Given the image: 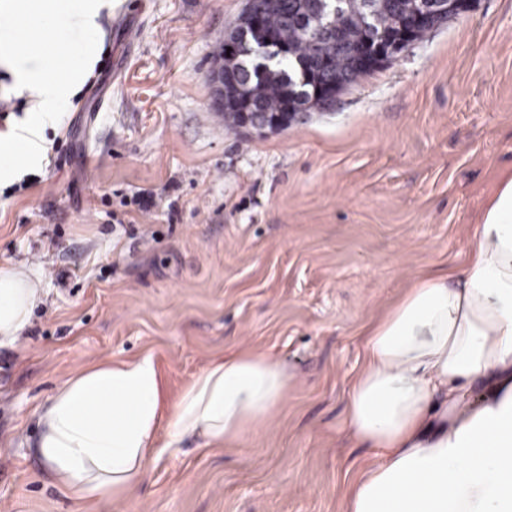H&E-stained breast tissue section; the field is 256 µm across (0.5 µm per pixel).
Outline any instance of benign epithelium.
<instances>
[{
  "mask_svg": "<svg viewBox=\"0 0 512 512\" xmlns=\"http://www.w3.org/2000/svg\"><path fill=\"white\" fill-rule=\"evenodd\" d=\"M343 2L345 0H318L312 9L300 16L302 28L299 32L317 39L333 51L352 56L368 72L380 68L392 54L404 51L439 24L468 13L472 5V0H415L412 9L400 21L397 32L387 37L369 33L361 41L354 42L336 36V22L327 21L330 5L337 6ZM281 5L280 0H248L247 20L224 32V42L231 48L230 59L237 66L236 74L244 82L235 112L229 114L237 128L264 133L303 123L308 118L309 106H331L347 85L346 80L334 76L321 63L312 68L301 64L299 77L290 76L284 80V111L272 113L260 109L250 93L254 82L245 60L257 56L269 62L274 60L275 53H285L286 47L262 24L266 12L279 9ZM208 78L212 85L211 107L222 111L227 108L223 60L214 62Z\"/></svg>",
  "mask_w": 512,
  "mask_h": 512,
  "instance_id": "7a95c632",
  "label": "benign epithelium"
}]
</instances>
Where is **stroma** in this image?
Listing matches in <instances>:
<instances>
[{"label":"stroma","instance_id":"obj_1","mask_svg":"<svg viewBox=\"0 0 512 512\" xmlns=\"http://www.w3.org/2000/svg\"><path fill=\"white\" fill-rule=\"evenodd\" d=\"M247 0H117L101 61L42 166L0 187V267L41 278L0 344V512H74L35 455L78 367L152 355L176 400L242 348L293 376L267 427L189 439L84 512H341L362 334L428 269L458 266L512 171V0H475L299 126L248 134L208 72ZM208 78L212 85L211 107L224 112V109H227V101L224 96V61L222 59L214 62Z\"/></svg>","mask_w":512,"mask_h":512}]
</instances>
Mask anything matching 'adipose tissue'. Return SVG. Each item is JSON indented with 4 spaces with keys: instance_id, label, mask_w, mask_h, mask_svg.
I'll list each match as a JSON object with an SVG mask.
<instances>
[{
    "instance_id": "ef3b65f1",
    "label": "adipose tissue",
    "mask_w": 512,
    "mask_h": 512,
    "mask_svg": "<svg viewBox=\"0 0 512 512\" xmlns=\"http://www.w3.org/2000/svg\"><path fill=\"white\" fill-rule=\"evenodd\" d=\"M112 0H0V94L27 116L0 132V185L46 157L45 132L93 73ZM42 294L23 266L0 268V342ZM346 401L372 448L343 512H512V173L486 202L460 273L418 278L365 331ZM287 367L240 349L169 401L151 355L73 372L38 413L36 453L76 503L121 501L161 450L188 437L228 444L263 427L288 395ZM165 443H158V432Z\"/></svg>"
}]
</instances>
